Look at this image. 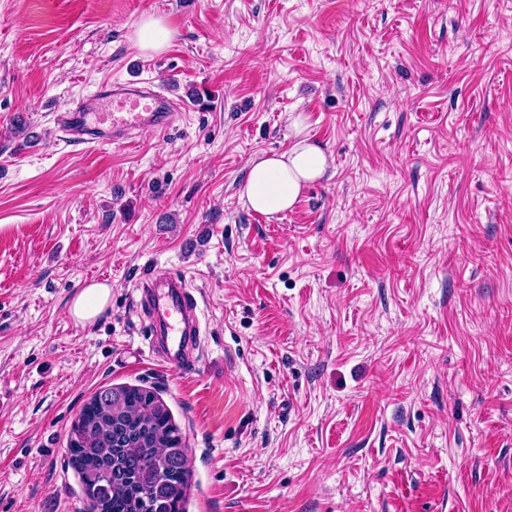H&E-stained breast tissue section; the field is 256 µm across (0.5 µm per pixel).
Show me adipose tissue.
<instances>
[{
	"mask_svg": "<svg viewBox=\"0 0 512 512\" xmlns=\"http://www.w3.org/2000/svg\"><path fill=\"white\" fill-rule=\"evenodd\" d=\"M290 127L293 143L288 151L251 158L240 192L252 209L269 217L292 210L306 186L330 168L326 153L307 136L304 117L294 116ZM111 295L110 285L89 284L73 299L70 313L82 325L93 324L106 311Z\"/></svg>",
	"mask_w": 512,
	"mask_h": 512,
	"instance_id": "1",
	"label": "adipose tissue"
}]
</instances>
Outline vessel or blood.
<instances>
[{
  "label": "vessel or blood",
  "instance_id": "vessel-or-blood-1",
  "mask_svg": "<svg viewBox=\"0 0 512 512\" xmlns=\"http://www.w3.org/2000/svg\"><path fill=\"white\" fill-rule=\"evenodd\" d=\"M112 103L109 112L101 103ZM180 97L165 95L140 79L101 84L88 99H80L55 119L67 139L77 144L105 146L133 143L144 129L168 130L181 112ZM139 305L149 320V346L162 348V361L182 370L198 363L193 352L200 343L198 304L180 274L144 279Z\"/></svg>",
  "mask_w": 512,
  "mask_h": 512
}]
</instances>
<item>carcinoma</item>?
<instances>
[{
	"label": "carcinoma",
	"instance_id": "1",
	"mask_svg": "<svg viewBox=\"0 0 512 512\" xmlns=\"http://www.w3.org/2000/svg\"><path fill=\"white\" fill-rule=\"evenodd\" d=\"M137 386L100 390L99 424H72L69 465L79 475L82 512H183L191 469L173 449L183 446L164 401Z\"/></svg>",
	"mask_w": 512,
	"mask_h": 512
}]
</instances>
